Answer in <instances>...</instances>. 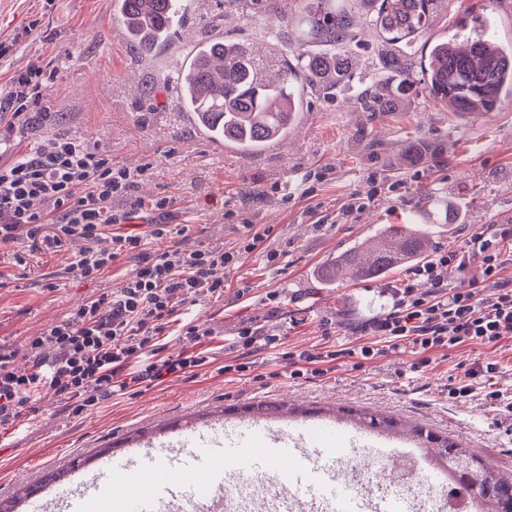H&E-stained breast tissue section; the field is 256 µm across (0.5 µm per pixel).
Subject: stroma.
I'll use <instances>...</instances> for the list:
<instances>
[{"mask_svg": "<svg viewBox=\"0 0 512 512\" xmlns=\"http://www.w3.org/2000/svg\"><path fill=\"white\" fill-rule=\"evenodd\" d=\"M480 10L478 0H440L420 43L458 34L460 18ZM298 16V0H288L284 20L233 0H191L172 47L151 57L113 19L111 0H0V40L14 41L0 58V103L15 72L56 69L47 90L50 120L15 122L13 139L0 144V161L50 147L67 132L135 173L131 197L142 208L129 230L147 235L149 252L202 244L238 255L216 272L223 296L180 310L179 323L213 331L210 362L79 415L46 394L0 447V500L121 440L155 437L158 415L175 428L204 427L222 412L261 402L331 416L343 407L392 415L466 439L496 469L512 471V414L477 393L448 399L449 384L487 357L500 366L498 387L512 395V337L490 348L433 351L424 368L419 355L403 348L365 360L360 349L371 338L364 325L390 309L389 288L410 270L366 282L326 276L338 253L385 224H425L433 256L460 250L486 225L512 221V97L485 118L465 122L416 88L388 112L363 111L346 86L330 95L310 91L286 139L250 152L217 148L178 107L176 78L193 46L207 37L209 21L220 19L225 38L250 44L270 75L297 46ZM35 18L41 27L21 36ZM406 51L365 32L351 46L355 71L367 84L385 53ZM165 197L171 207L154 210ZM356 201L362 210H353ZM152 222L177 232L149 236ZM256 233L261 242L247 250ZM83 247L80 240L55 251L26 241L0 247V341L16 350L18 367L28 363L29 337L87 300L111 296L136 271L137 259L123 255L99 278L67 274ZM252 324L275 329L280 344L236 347L241 329ZM306 351H333L337 358L325 375L292 377ZM240 363L246 371H237ZM227 364L234 372L222 373Z\"/></svg>", "mask_w": 512, "mask_h": 512, "instance_id": "obj_1", "label": "stroma"}]
</instances>
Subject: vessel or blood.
I'll list each match as a JSON object with an SVG mask.
<instances>
[{"label":"vessel or blood","mask_w":512,"mask_h":512,"mask_svg":"<svg viewBox=\"0 0 512 512\" xmlns=\"http://www.w3.org/2000/svg\"><path fill=\"white\" fill-rule=\"evenodd\" d=\"M234 434L215 445L195 431L175 441L121 449L90 471L75 469L55 489L33 485L30 512H95L114 504L117 512H217L224 474L249 468L275 480L262 512H365L337 465L340 452L355 454L374 440L351 428L326 427L307 419L272 433L253 422L234 426ZM337 438L340 448L324 447Z\"/></svg>","instance_id":"obj_1"}]
</instances>
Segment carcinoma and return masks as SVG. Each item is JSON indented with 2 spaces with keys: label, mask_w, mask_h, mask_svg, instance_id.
Here are the masks:
<instances>
[{
  "label": "carcinoma",
  "mask_w": 512,
  "mask_h": 512,
  "mask_svg": "<svg viewBox=\"0 0 512 512\" xmlns=\"http://www.w3.org/2000/svg\"><path fill=\"white\" fill-rule=\"evenodd\" d=\"M438 0H301V43L319 41L326 54L297 49L274 78L259 76L252 48L216 35L198 46L178 75L183 104L214 141L232 142L255 150L284 139L303 106L304 90L330 91L350 82L353 59L346 46L357 38L354 13L381 40L407 45L427 31ZM115 19L143 52L153 53L171 40V32L188 11V0H115ZM478 15L463 20L462 29L475 35L463 41L437 38L428 52L415 57L386 56L380 62L376 86L358 90L356 101L370 112H386L395 97L417 86L429 99L452 112H494L504 95L512 96V44L488 37ZM426 237L407 224H386L366 244L361 242L336 256L338 272L354 281L379 279L394 268L423 258ZM342 413L370 431L404 432L425 448H438L434 466L456 478L457 464L472 469L463 489L481 504V512H512V474L505 476L456 439L441 437L418 425L365 410Z\"/></svg>",
  "instance_id": "carcinoma-1"
}]
</instances>
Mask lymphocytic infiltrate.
<instances>
[{
	"label": "lymphocytic infiltrate",
	"mask_w": 512,
	"mask_h": 512,
	"mask_svg": "<svg viewBox=\"0 0 512 512\" xmlns=\"http://www.w3.org/2000/svg\"><path fill=\"white\" fill-rule=\"evenodd\" d=\"M50 79V72L41 69L11 76L6 94L10 112L19 117L47 111ZM133 182V175L113 165L111 156L69 134L59 135L51 150L0 163V245L26 240L58 248L67 239H84L87 249L68 268L90 279L120 255L139 260L135 277L111 301L88 300L42 335L29 338L27 371H16L14 350L0 344V439L16 431L44 392L61 397L78 414L206 363L202 345L212 334L203 325H186L184 333L195 346L174 356L160 355V334L185 304L223 296L224 283L212 273L236 255L205 246L148 254L145 236L122 230L137 215L136 208L120 206ZM37 199L52 201L55 215L34 211ZM48 224L54 231L46 235L42 229ZM511 238L512 225L491 224L472 234L463 250L435 255L414 270L413 282L393 293L391 309L365 324V331L390 348L409 346L421 353L466 344L490 346L511 336L512 281L500 279L503 268L512 266V249L504 247ZM470 250L483 253L485 281L496 292L487 307L468 286L448 284L449 274L463 271ZM419 280L429 284L428 292L417 293ZM498 371L497 361L474 360L464 377L449 385V400L478 392L493 406L512 412V401L494 382Z\"/></svg>",
	"instance_id": "f902f5d3"
}]
</instances>
